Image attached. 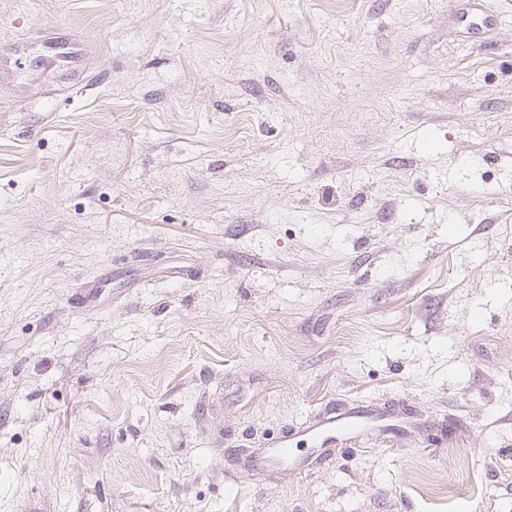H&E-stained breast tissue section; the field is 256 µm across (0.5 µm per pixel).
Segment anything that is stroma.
I'll use <instances>...</instances> for the list:
<instances>
[{
  "label": "stroma",
  "instance_id": "obj_1",
  "mask_svg": "<svg viewBox=\"0 0 512 512\" xmlns=\"http://www.w3.org/2000/svg\"><path fill=\"white\" fill-rule=\"evenodd\" d=\"M0 0V512H512V0ZM401 432L269 474L330 406ZM458 1H448V12L455 18L466 37L474 42H481L485 34L498 28L499 16L489 9L486 0H465L464 7H460Z\"/></svg>",
  "mask_w": 512,
  "mask_h": 512
}]
</instances>
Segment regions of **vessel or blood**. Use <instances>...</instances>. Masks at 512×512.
Instances as JSON below:
<instances>
[{
	"label": "vessel or blood",
	"mask_w": 512,
	"mask_h": 512,
	"mask_svg": "<svg viewBox=\"0 0 512 512\" xmlns=\"http://www.w3.org/2000/svg\"><path fill=\"white\" fill-rule=\"evenodd\" d=\"M448 11L463 33L475 42L499 26V16L489 9L486 0H449ZM371 418V411L364 406L329 411L315 424L303 427L301 432H284L274 449L257 455L254 464L269 473L281 469L292 459L294 438L298 435L305 436L318 448L314 464L324 463L337 449L352 445L362 434L373 431Z\"/></svg>",
	"instance_id": "vessel-or-blood-1"
}]
</instances>
